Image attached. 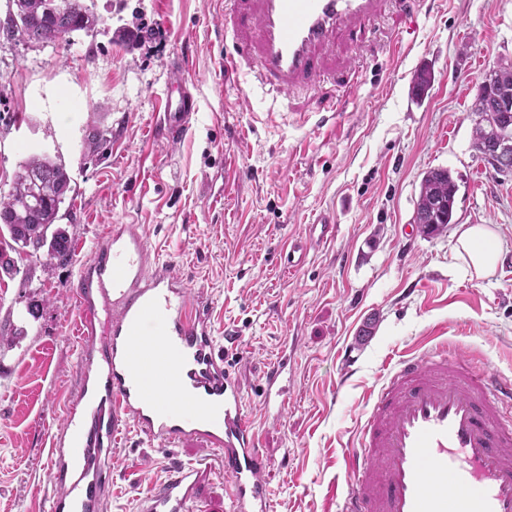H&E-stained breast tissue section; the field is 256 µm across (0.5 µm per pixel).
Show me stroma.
Instances as JSON below:
<instances>
[{
	"label": "stroma",
	"instance_id": "stroma-1",
	"mask_svg": "<svg viewBox=\"0 0 512 512\" xmlns=\"http://www.w3.org/2000/svg\"><path fill=\"white\" fill-rule=\"evenodd\" d=\"M91 2L93 32L42 45L8 37L12 4L0 0V194L32 154L61 160L74 188L58 220L70 262L21 253L17 274L0 273V336L14 339L0 350V512H47L50 442L80 386L77 275L115 224L134 225L209 304L216 336H238L229 362L276 512H338L342 453L389 355L447 336L512 376V174L474 149L472 110L486 72L512 65V0H421L411 15L380 0L361 40L336 36L325 77L286 96L256 83L255 52L244 73H225V54L256 41L234 28L233 0ZM122 28L138 41L118 40ZM399 42L409 51L396 63ZM178 60L198 114L171 143L156 108ZM95 128L108 138L99 154L84 147ZM441 167L458 179L454 222L426 236L413 222L420 183ZM323 212L334 241L285 270L282 245ZM461 224L505 241L491 274L455 257ZM285 350L293 378L272 421L262 379ZM113 453L103 512H139L169 470L198 460L210 468L193 512H228L214 449L149 447L131 432Z\"/></svg>",
	"mask_w": 512,
	"mask_h": 512
}]
</instances>
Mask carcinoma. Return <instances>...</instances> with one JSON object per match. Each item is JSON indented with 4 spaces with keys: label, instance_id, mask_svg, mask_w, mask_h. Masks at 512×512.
I'll list each match as a JSON object with an SVG mask.
<instances>
[{
    "label": "carcinoma",
    "instance_id": "1",
    "mask_svg": "<svg viewBox=\"0 0 512 512\" xmlns=\"http://www.w3.org/2000/svg\"><path fill=\"white\" fill-rule=\"evenodd\" d=\"M14 0L19 24L10 26L7 35L27 43H49L96 29L100 18L87 0ZM512 65L490 71L479 86L474 112L479 121L475 128L474 148L482 153L496 147L487 124L512 137ZM71 176L65 165L47 155L33 154L19 163L11 189L0 196V234L8 233L17 249L35 252L47 248L46 258L63 263L69 259L70 237L55 228L59 212L73 192ZM458 184L451 170L428 171L420 186L414 223L422 234L440 232L454 223V203Z\"/></svg>",
    "mask_w": 512,
    "mask_h": 512
}]
</instances>
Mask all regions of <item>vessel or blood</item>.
<instances>
[{
    "instance_id": "b4317fda",
    "label": "vessel or blood",
    "mask_w": 512,
    "mask_h": 512,
    "mask_svg": "<svg viewBox=\"0 0 512 512\" xmlns=\"http://www.w3.org/2000/svg\"><path fill=\"white\" fill-rule=\"evenodd\" d=\"M234 25L257 28L258 80L280 94L323 74L322 52L337 28L354 32L378 0H238ZM197 104L167 93L157 120L169 142L192 128ZM324 214L281 248L296 254L330 243ZM82 388L51 441L54 492L48 512H101V478L127 432L152 446L202 442L230 480L229 512H274L268 457L246 413L238 374L214 334L211 311L190 297L170 264L152 257L130 224H116L78 272ZM288 358L262 385L266 417L288 403ZM202 469L181 464L142 502L141 512H190ZM340 512H512V378L475 366L443 339L391 362L373 391L358 443L343 464Z\"/></svg>"
}]
</instances>
